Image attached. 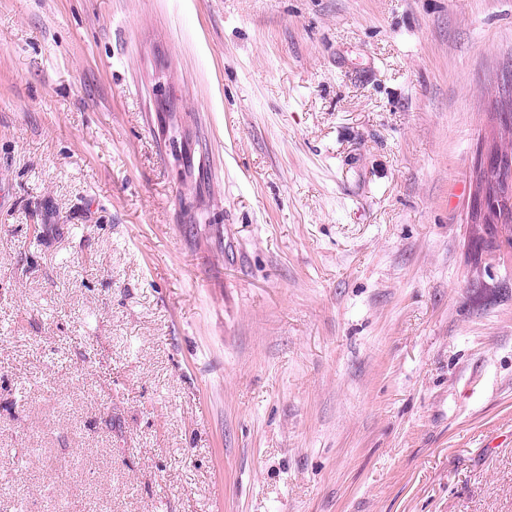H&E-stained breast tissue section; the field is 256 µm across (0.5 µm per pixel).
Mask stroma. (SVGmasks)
Masks as SVG:
<instances>
[{"mask_svg":"<svg viewBox=\"0 0 512 512\" xmlns=\"http://www.w3.org/2000/svg\"><path fill=\"white\" fill-rule=\"evenodd\" d=\"M510 75L512 0H0V512H512ZM499 130L485 141L487 153L479 172L470 170L471 194L474 182L484 186L487 202L469 210L468 224H475L472 243L476 251L512 250V105L497 101Z\"/></svg>","mask_w":512,"mask_h":512,"instance_id":"obj_1","label":"stroma"}]
</instances>
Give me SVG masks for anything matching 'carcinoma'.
<instances>
[{
    "label": "carcinoma",
    "mask_w": 512,
    "mask_h": 512,
    "mask_svg": "<svg viewBox=\"0 0 512 512\" xmlns=\"http://www.w3.org/2000/svg\"><path fill=\"white\" fill-rule=\"evenodd\" d=\"M497 112L499 130L485 141L481 168L470 170V180L484 186L487 202L467 215V223L475 225L474 248L492 253L512 250V105L500 103Z\"/></svg>",
    "instance_id": "obj_1"
}]
</instances>
